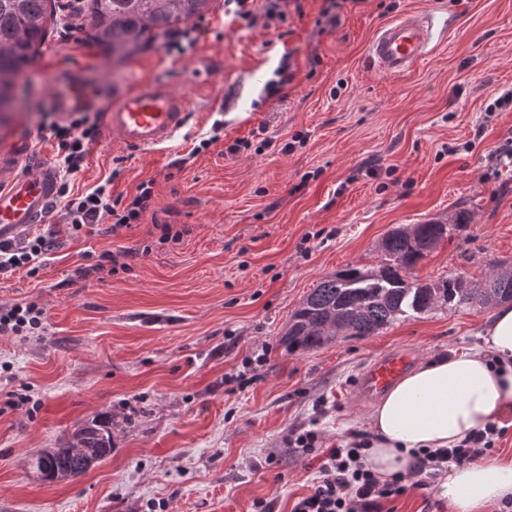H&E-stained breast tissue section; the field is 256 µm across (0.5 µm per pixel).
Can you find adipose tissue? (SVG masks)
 Wrapping results in <instances>:
<instances>
[{"label":"adipose tissue","instance_id":"ef3b65f1","mask_svg":"<svg viewBox=\"0 0 512 512\" xmlns=\"http://www.w3.org/2000/svg\"><path fill=\"white\" fill-rule=\"evenodd\" d=\"M480 348L427 362L400 380L373 410L367 454L380 479L409 476L416 449L450 448L512 410V304L496 308ZM437 492L452 512H484L512 499V462L482 458L452 467Z\"/></svg>","mask_w":512,"mask_h":512}]
</instances>
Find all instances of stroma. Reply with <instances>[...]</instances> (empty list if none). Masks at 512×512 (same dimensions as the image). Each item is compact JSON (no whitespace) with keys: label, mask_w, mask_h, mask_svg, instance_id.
<instances>
[{"label":"stroma","mask_w":512,"mask_h":512,"mask_svg":"<svg viewBox=\"0 0 512 512\" xmlns=\"http://www.w3.org/2000/svg\"><path fill=\"white\" fill-rule=\"evenodd\" d=\"M301 5L265 28L230 22L217 0L196 20V46L172 52L159 37L119 64L85 47L88 33L54 34L25 70L19 111L0 118L29 129L50 164L47 128L65 119L57 73L77 71L103 109L140 83L169 84L192 120L161 152H129L100 129L71 183L110 181L126 203L153 181L140 223L60 234L37 277L0 279V308L43 309L40 329L0 335V512H254L259 501L290 512L322 449L370 433L373 408L350 388L365 364L480 345L491 311L474 307L306 352L283 337L321 279L376 265L395 228L468 216L418 263L419 282L512 268V160L495 157L512 144V102H492L512 90V0H350L326 30L324 0ZM408 11L449 18L445 36L407 72L374 73L369 42ZM285 60L294 78L268 96ZM162 224L179 238L160 241ZM261 353L254 383H226ZM14 392L27 397L16 408ZM107 410L111 455L77 479H40L38 453ZM302 429L319 452L294 449Z\"/></svg>","instance_id":"stroma-1"}]
</instances>
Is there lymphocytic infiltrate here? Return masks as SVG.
<instances>
[{"label":"lymphocytic infiltrate","mask_w":512,"mask_h":512,"mask_svg":"<svg viewBox=\"0 0 512 512\" xmlns=\"http://www.w3.org/2000/svg\"><path fill=\"white\" fill-rule=\"evenodd\" d=\"M224 4L225 15L251 25L261 17L286 21L290 6L289 0H224ZM50 130L57 141L56 164L62 170L57 198L63 203L62 221L70 233H80L106 218L111 219L116 230L139 223L151 204V183H141L122 208L113 201L107 184L81 193L70 188L69 181L81 169L89 143L97 137V122L82 115L66 125H51ZM57 236V230L50 225L35 235L0 242V275L8 277L22 270L27 276H36L42 259L55 249ZM502 433V428L494 424L454 447L416 451L421 487H428L430 480L450 465L482 458ZM369 446L368 437L359 434L354 442L326 449L309 494L298 497L290 512H383L386 503L401 497L407 490L403 478L382 480L368 468Z\"/></svg>","instance_id":"1"}]
</instances>
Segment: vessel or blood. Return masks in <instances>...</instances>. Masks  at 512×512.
<instances>
[{"label":"vessel or blood","mask_w":512,"mask_h":512,"mask_svg":"<svg viewBox=\"0 0 512 512\" xmlns=\"http://www.w3.org/2000/svg\"><path fill=\"white\" fill-rule=\"evenodd\" d=\"M434 39V17L406 13L378 29L368 56L380 75L396 76L421 61L431 51ZM51 96L57 111L64 113L88 111L95 105L94 95L75 72L54 75ZM188 123L184 97L169 87L149 83L130 91L105 114L113 138L137 152L165 148ZM10 137L8 146L0 148V169L12 171L0 182V241L16 239L40 223L57 195L53 169L32 155V133L22 128L11 131ZM417 359L413 351L401 350L370 360L353 380L358 401L377 400Z\"/></svg>","instance_id":"obj_1"}]
</instances>
